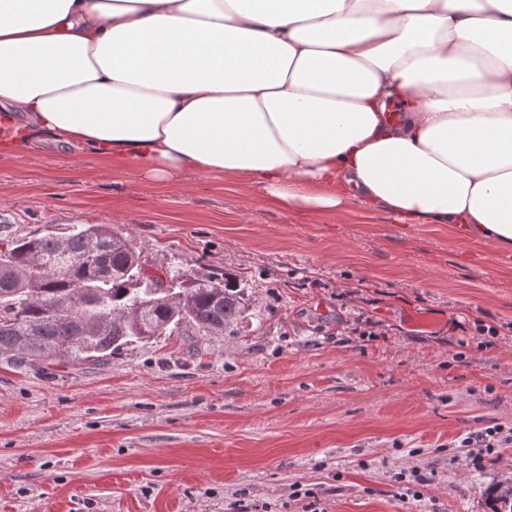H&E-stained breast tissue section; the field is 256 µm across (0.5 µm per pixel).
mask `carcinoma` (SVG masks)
I'll return each mask as SVG.
<instances>
[{
	"label": "carcinoma",
	"mask_w": 512,
	"mask_h": 512,
	"mask_svg": "<svg viewBox=\"0 0 512 512\" xmlns=\"http://www.w3.org/2000/svg\"><path fill=\"white\" fill-rule=\"evenodd\" d=\"M249 284L230 273L146 268L106 224L0 243V354L17 364L102 362L174 333L235 335Z\"/></svg>",
	"instance_id": "cac0c4a2"
}]
</instances>
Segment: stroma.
<instances>
[{"label":"stroma","mask_w":512,"mask_h":512,"mask_svg":"<svg viewBox=\"0 0 512 512\" xmlns=\"http://www.w3.org/2000/svg\"><path fill=\"white\" fill-rule=\"evenodd\" d=\"M70 224L110 225L152 269L241 275L251 316L100 363L0 355V512H303L299 488L318 512H491L512 483L511 257L357 202L273 206L234 177L160 186L48 135L0 153V238ZM493 426L495 448H462Z\"/></svg>","instance_id":"stroma-1"}]
</instances>
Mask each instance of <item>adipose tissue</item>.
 Instances as JSON below:
<instances>
[{
    "mask_svg": "<svg viewBox=\"0 0 512 512\" xmlns=\"http://www.w3.org/2000/svg\"><path fill=\"white\" fill-rule=\"evenodd\" d=\"M42 134L512 256V0H0V152Z\"/></svg>",
    "mask_w": 512,
    "mask_h": 512,
    "instance_id": "1",
    "label": "adipose tissue"
}]
</instances>
